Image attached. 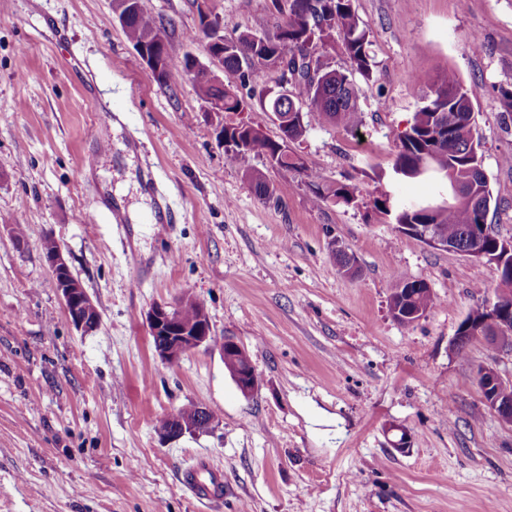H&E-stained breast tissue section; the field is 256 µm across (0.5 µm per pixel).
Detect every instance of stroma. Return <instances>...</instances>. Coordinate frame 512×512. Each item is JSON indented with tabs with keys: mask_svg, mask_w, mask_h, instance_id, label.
<instances>
[{
	"mask_svg": "<svg viewBox=\"0 0 512 512\" xmlns=\"http://www.w3.org/2000/svg\"><path fill=\"white\" fill-rule=\"evenodd\" d=\"M352 4L374 58L363 124L290 145L324 182L357 187L346 206L256 158L275 188L259 200L217 139L227 114L191 80L160 87L112 0H0V512H512V426L477 384L482 367L512 377V352L481 338L451 349L496 272L373 209L383 193L447 201V185L393 165L428 93L412 75L451 69L472 93L487 222L512 239V0ZM150 5L171 56L211 64L206 39L186 38L195 0ZM209 5L226 33L275 30L270 0ZM48 234L98 310L93 333L68 318ZM404 277L441 300L409 325L390 312ZM185 297L204 303L213 341L165 364L146 314ZM227 339L251 356L252 395L224 366ZM190 404L213 412L211 429L161 441L158 420ZM201 456L224 472L222 498L204 503L182 482Z\"/></svg>",
	"mask_w": 512,
	"mask_h": 512,
	"instance_id": "stroma-1",
	"label": "stroma"
}]
</instances>
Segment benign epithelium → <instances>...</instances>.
I'll list each match as a JSON object with an SVG mask.
<instances>
[{
	"label": "benign epithelium",
	"mask_w": 512,
	"mask_h": 512,
	"mask_svg": "<svg viewBox=\"0 0 512 512\" xmlns=\"http://www.w3.org/2000/svg\"><path fill=\"white\" fill-rule=\"evenodd\" d=\"M401 230L418 238L427 246L436 250H451L453 246L447 239L439 235L431 224H411ZM491 230L486 224L472 225V245L463 255L482 261L495 267L497 272L508 269L512 272V240L494 237V241H486ZM57 288L64 301L67 314L75 329L86 334L97 329L98 311L86 289L72 281L71 270L65 261L62 251L56 250L47 257ZM183 305L156 304L147 312L146 320L151 335L157 339L155 349L158 358L167 364L174 362L177 356L175 348L190 351L211 339V327L207 312H202L199 322L192 329L179 326L180 312ZM459 335L469 338L481 337L493 345L512 350V290L502 288L495 298L488 299L483 305V315L477 320L464 319L459 326ZM227 349L237 355L246 356L244 367L233 375L238 388L245 394H253L259 386L258 375L247 357L246 348L235 341H227ZM512 384V379H505L498 370H484L478 376V386L485 402L494 410L499 418L509 423L512 421V403L502 402L497 392L500 386ZM193 431V422L180 414L169 416V424L159 429V435L166 440H176Z\"/></svg>",
	"instance_id": "1"
}]
</instances>
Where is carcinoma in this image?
Here are the masks:
<instances>
[{"label": "carcinoma", "instance_id": "obj_1", "mask_svg": "<svg viewBox=\"0 0 512 512\" xmlns=\"http://www.w3.org/2000/svg\"><path fill=\"white\" fill-rule=\"evenodd\" d=\"M117 18L133 48H149L165 30L160 26L149 0H113ZM281 16L276 32L255 36L240 34L224 37V45H214L222 54L225 69L238 74L240 88L263 83L264 68H272L286 77V95L268 100L269 112L280 121L278 139L264 130L240 120L222 127L224 138L234 142L238 151L234 159L243 168L254 193L269 201L275 193L266 173L251 164L255 157L264 158L272 167L292 168L302 172L314 187L320 203L346 206L357 204V188L347 184H323L320 176L307 168L301 158L291 159L281 151L283 141L301 139L308 127L334 124L356 130L362 124L359 87L355 76L372 77L373 59L366 33L360 29L351 0H271ZM343 37V49L350 68L344 72L329 70L314 57L317 44H327L334 33ZM195 66L191 56L181 60L167 56L162 69L153 78L172 88ZM195 89L201 100L224 113L248 110L246 97L211 78L204 69L195 75ZM415 81L429 90L427 102L414 115L409 128L399 136V150L394 173L402 179H424L452 185L461 178L473 176L482 167L480 142L472 121L471 92L464 88L456 73L446 70L424 73ZM308 110H302V105ZM476 202L464 197L452 204L434 206L429 202L391 201L386 194L374 200L375 210L390 216L397 224H432L454 243L457 249L467 247L468 231L473 224H483L493 197L488 182L477 183Z\"/></svg>", "mask_w": 512, "mask_h": 512}]
</instances>
